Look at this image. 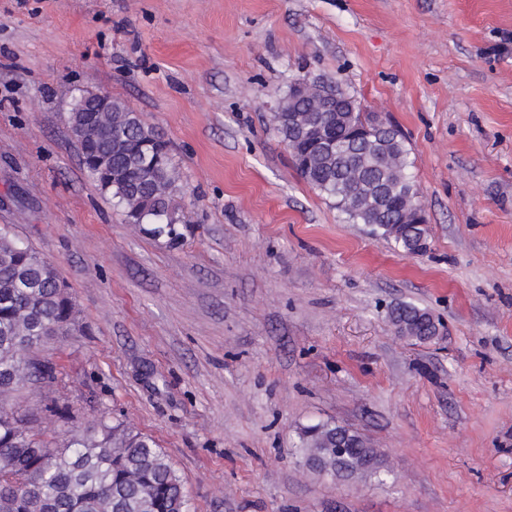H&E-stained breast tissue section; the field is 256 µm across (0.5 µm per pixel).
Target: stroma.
<instances>
[{
    "label": "stroma",
    "mask_w": 512,
    "mask_h": 512,
    "mask_svg": "<svg viewBox=\"0 0 512 512\" xmlns=\"http://www.w3.org/2000/svg\"><path fill=\"white\" fill-rule=\"evenodd\" d=\"M299 78L402 132L425 253L299 174L269 121ZM87 92L170 142L175 236L89 178ZM4 225L77 310L40 352L55 381L8 400L53 446L102 418L151 436L190 512H512V0H0ZM401 302L444 336L399 335ZM319 422L390 478L310 472Z\"/></svg>",
    "instance_id": "obj_1"
}]
</instances>
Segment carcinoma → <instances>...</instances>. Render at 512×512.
<instances>
[{
	"label": "carcinoma",
	"mask_w": 512,
	"mask_h": 512,
	"mask_svg": "<svg viewBox=\"0 0 512 512\" xmlns=\"http://www.w3.org/2000/svg\"><path fill=\"white\" fill-rule=\"evenodd\" d=\"M80 99L68 117L88 175L108 193L129 224L175 232L174 194L180 172L169 143L118 99L89 119ZM363 112H320L317 97L285 95L271 123L291 150L301 176L334 200L352 224L418 254L426 228L412 224L408 205L415 183L403 135L379 128L367 140L345 141ZM391 321L410 337L435 339V319L404 302ZM76 311L54 267L11 231L0 227V512H188L182 480L157 443L122 423L100 420L53 447L4 399L28 384L54 379L55 367L39 347L75 327ZM306 466L340 478L384 481L382 455L358 432L331 422L304 426L298 434ZM344 447L342 455L336 449Z\"/></svg>",
	"instance_id": "carcinoma-1"
}]
</instances>
